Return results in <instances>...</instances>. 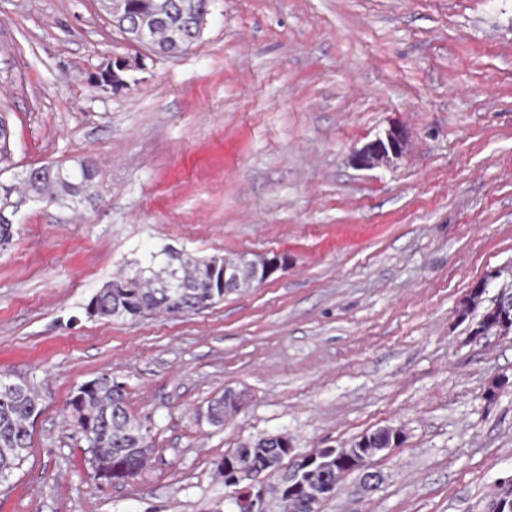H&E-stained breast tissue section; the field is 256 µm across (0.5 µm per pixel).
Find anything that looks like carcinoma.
<instances>
[{
    "label": "carcinoma",
    "mask_w": 512,
    "mask_h": 512,
    "mask_svg": "<svg viewBox=\"0 0 512 512\" xmlns=\"http://www.w3.org/2000/svg\"><path fill=\"white\" fill-rule=\"evenodd\" d=\"M208 0H100L101 9L121 34L145 18L158 17L152 48L161 53L172 50L169 35L178 32L185 46L198 39L187 18L207 12ZM96 171L88 164L75 166L51 162L21 171L17 182L0 180V248L14 235V218L29 203L45 199L52 203L69 200L81 203L91 196ZM164 259L139 267L130 275L105 282L85 306L89 317L136 319L147 312L194 313L224 300V259L202 258L167 248ZM124 386L103 373L79 385L68 404L73 431L84 441L95 476L109 483L138 476L152 452L150 429L128 411ZM224 397L208 403L206 420L212 425L224 421ZM39 413V398L27 382L0 378V483L25 463L31 449L32 425ZM260 437L244 442L231 452L241 469L265 468L269 460L287 455L281 442ZM318 487L336 489V474L325 465L314 473ZM299 510L288 501V488L275 479L256 512H319Z\"/></svg>",
    "instance_id": "carcinoma-1"
}]
</instances>
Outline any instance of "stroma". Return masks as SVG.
Returning a JSON list of instances; mask_svg holds the SVG:
<instances>
[{
	"mask_svg": "<svg viewBox=\"0 0 512 512\" xmlns=\"http://www.w3.org/2000/svg\"><path fill=\"white\" fill-rule=\"evenodd\" d=\"M118 56L126 87L95 86ZM0 115L13 172L84 160L101 186L23 208L0 253V374L40 397L0 512H225L214 463L240 442L287 435L285 470L391 426L376 484L350 472L320 512H485L512 475V335L459 309L490 271L512 286V0H208L176 56L97 0H0ZM395 127L402 158L353 164ZM166 246L286 264L193 314L86 315ZM103 373L154 445L112 484L67 420Z\"/></svg>",
	"mask_w": 512,
	"mask_h": 512,
	"instance_id": "stroma-1",
	"label": "stroma"
}]
</instances>
